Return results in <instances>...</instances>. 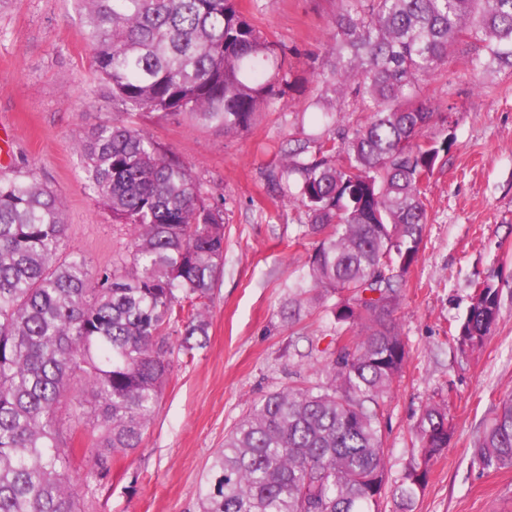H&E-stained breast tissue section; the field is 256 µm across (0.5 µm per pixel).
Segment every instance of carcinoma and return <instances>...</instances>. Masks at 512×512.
<instances>
[{"instance_id":"obj_1","label":"carcinoma","mask_w":512,"mask_h":512,"mask_svg":"<svg viewBox=\"0 0 512 512\" xmlns=\"http://www.w3.org/2000/svg\"><path fill=\"white\" fill-rule=\"evenodd\" d=\"M82 40L115 109L158 112L243 131L287 83L288 52L237 0H78ZM336 101L369 112L356 127L295 144L283 170L318 237L313 287L338 296L350 337L325 365L330 384L267 394L233 427L206 468L201 512H382L381 418L408 359L392 315L417 261L424 185L455 140H423L441 116L418 97L448 55L480 78L512 73V0H336ZM87 188L129 237L112 267L90 271L66 249L62 202L30 173L0 178V512H82L111 479L112 456L141 447L178 349L207 336L205 300L224 267V197L132 122L112 120L79 143ZM500 289L475 285L452 338L482 348ZM65 409L74 425L64 429ZM91 426L94 466L74 480L73 433ZM421 462L405 473L410 502L442 455L452 425L432 405L416 428ZM474 456L512 469V396L492 404Z\"/></svg>"}]
</instances>
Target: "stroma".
Returning a JSON list of instances; mask_svg holds the SVG:
<instances>
[{
  "instance_id": "1",
  "label": "stroma",
  "mask_w": 512,
  "mask_h": 512,
  "mask_svg": "<svg viewBox=\"0 0 512 512\" xmlns=\"http://www.w3.org/2000/svg\"><path fill=\"white\" fill-rule=\"evenodd\" d=\"M268 38L286 47L290 89L277 93L257 123L234 134L187 118L135 115L137 127L175 154L224 197V270L207 302V342L174 353L163 396L140 448L111 461V480L84 501L85 512H199V485L225 434L269 392L302 382L323 386L321 367L355 332L336 323L308 278L316 241L292 196L296 180L272 183L291 141L332 135L365 122L355 99L325 117L315 99L336 37L335 0H240ZM75 0H0V126L12 135L0 175L31 171L59 195L66 244L89 266H111L124 229L85 187L77 145L114 117L107 89L79 32ZM476 89L461 56L421 86L420 97L447 112L455 139L447 163L425 188L427 223L416 264L393 317L409 352L381 419L386 448L384 512H512V470H480L477 436L492 403L512 393V74ZM492 280L501 312L491 339L464 354L448 326L470 306L472 282ZM449 399L453 435L430 465L410 508L398 505L405 471L418 453L416 425Z\"/></svg>"
}]
</instances>
